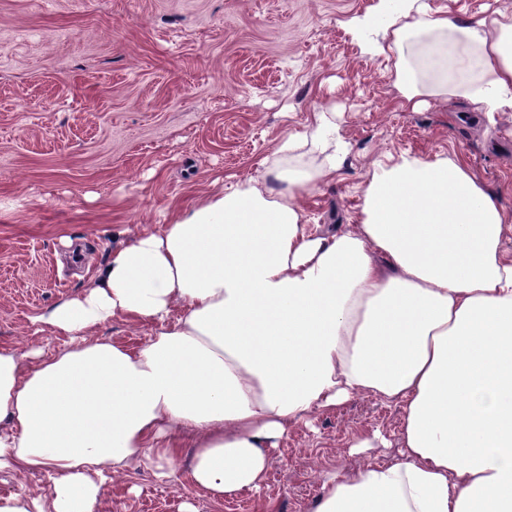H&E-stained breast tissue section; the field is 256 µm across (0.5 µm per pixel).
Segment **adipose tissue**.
Returning a JSON list of instances; mask_svg holds the SVG:
<instances>
[{"label":"adipose tissue","mask_w":512,"mask_h":512,"mask_svg":"<svg viewBox=\"0 0 512 512\" xmlns=\"http://www.w3.org/2000/svg\"><path fill=\"white\" fill-rule=\"evenodd\" d=\"M357 34L401 105L512 112L511 9L378 0ZM332 114L315 113L321 165L280 142L279 194L245 180L113 250L39 319L62 353L0 351V467L51 475L49 510L11 495L0 512H97L103 475L184 448L212 498L253 491L291 426L358 395L401 408L399 455L332 474L313 512H512V214L464 165L403 156L375 165L360 224L309 233L299 201L347 150ZM116 315L156 330L139 348L95 338ZM435 8L443 7L455 14L462 21L496 17V12L512 0H429Z\"/></svg>","instance_id":"ef3b65f1"}]
</instances>
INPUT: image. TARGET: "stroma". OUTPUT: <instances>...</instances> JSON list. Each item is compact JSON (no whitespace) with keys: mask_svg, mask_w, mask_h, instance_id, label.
<instances>
[{"mask_svg":"<svg viewBox=\"0 0 512 512\" xmlns=\"http://www.w3.org/2000/svg\"><path fill=\"white\" fill-rule=\"evenodd\" d=\"M377 0H0V350L50 356L36 319L82 295L109 246L159 231L215 185L267 171L276 144L336 107L348 144L301 201L321 233L359 223L374 163H463L512 212V112L401 106L354 26ZM401 410L369 396L294 425L258 491L216 501L133 456L99 512H311L337 470L391 461ZM370 439L367 448L359 447Z\"/></svg>","mask_w":512,"mask_h":512,"instance_id":"1","label":"stroma"}]
</instances>
